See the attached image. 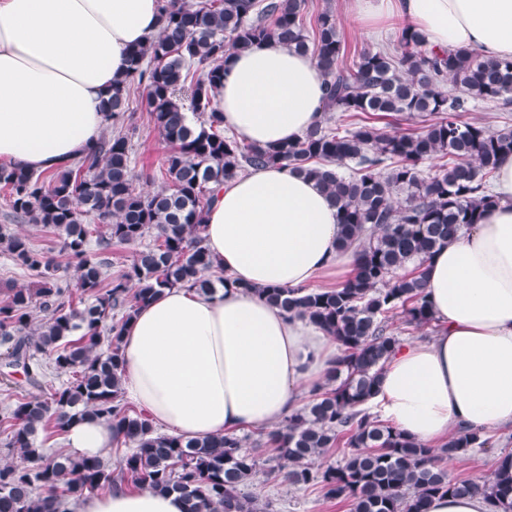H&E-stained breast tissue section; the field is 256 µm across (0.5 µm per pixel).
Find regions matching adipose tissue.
Here are the masks:
<instances>
[{
    "instance_id": "adipose-tissue-1",
    "label": "adipose tissue",
    "mask_w": 512,
    "mask_h": 512,
    "mask_svg": "<svg viewBox=\"0 0 512 512\" xmlns=\"http://www.w3.org/2000/svg\"><path fill=\"white\" fill-rule=\"evenodd\" d=\"M357 19L396 17L428 46L512 58V0H351ZM160 25V0H0V162L53 173L101 137L102 103L128 54ZM314 60L279 44L232 53L214 106L238 139L272 147L323 121ZM498 205L425 264L435 326L400 345L371 399L383 419L438 449L462 429L512 426V155ZM313 180L270 165L239 174L206 209L213 294L167 288L122 336L123 396L164 431L203 438L265 431L303 407L338 345L309 319L259 296L268 287L344 283L355 249ZM119 438L85 420L67 451L103 457ZM75 512H186L175 493L117 486Z\"/></svg>"
}]
</instances>
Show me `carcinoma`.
I'll return each mask as SVG.
<instances>
[{
	"mask_svg": "<svg viewBox=\"0 0 512 512\" xmlns=\"http://www.w3.org/2000/svg\"><path fill=\"white\" fill-rule=\"evenodd\" d=\"M306 2L163 0L158 34L131 49L124 77L102 105L107 123L123 122L131 90L143 89L167 144L161 190L134 191L131 139L120 133L50 175L0 165L12 219L58 235L81 294L73 300L53 257L0 226V250L37 277L33 288L8 287L0 303L5 366L21 367L35 384L45 377L38 361L45 354L69 375L45 398L24 395L0 414L7 447L27 461L0 466V512H66L68 498L118 481L175 492L187 512H271V501L246 491L259 467L246 438L166 434L124 403L120 347L124 325L163 289L212 292L204 275L211 268L201 236L205 206L215 187L246 167L267 165L289 167L320 186L337 210L340 248L364 237L342 287L261 290L282 312L308 317L340 350L309 402L262 434L283 481L318 487L325 499L349 503L350 512H426L435 496L478 491L493 512H512V451L480 483L453 480L436 458L484 449V434L463 431L437 453L362 409L400 343L390 315L415 328L432 324L425 262L496 205L490 179L502 156L512 154V125L464 116L483 101L512 107V58L429 50L407 25L398 28L393 49L351 55L334 12L309 18ZM261 42L311 55L325 87V120L276 147L226 135L212 106L224 57ZM449 80L458 95H448ZM397 117L423 126L402 134L377 127ZM434 159L440 163L424 169ZM148 236L126 269L103 284V261L90 244L102 251L114 243L138 247ZM84 419L102 420L123 437L129 452L119 471L97 457L46 452L40 431L62 436ZM332 448L350 452L335 465H316Z\"/></svg>",
	"mask_w": 512,
	"mask_h": 512,
	"instance_id": "carcinoma-1",
	"label": "carcinoma"
}]
</instances>
